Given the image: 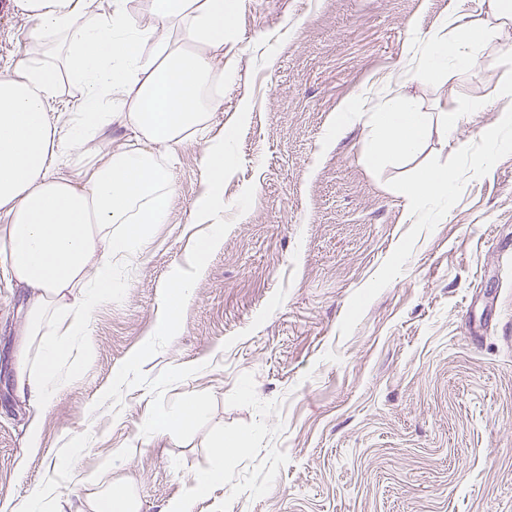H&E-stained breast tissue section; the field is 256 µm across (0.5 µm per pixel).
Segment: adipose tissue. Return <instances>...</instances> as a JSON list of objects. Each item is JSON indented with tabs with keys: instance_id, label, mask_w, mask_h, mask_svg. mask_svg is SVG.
I'll list each match as a JSON object with an SVG mask.
<instances>
[{
	"instance_id": "adipose-tissue-1",
	"label": "adipose tissue",
	"mask_w": 512,
	"mask_h": 512,
	"mask_svg": "<svg viewBox=\"0 0 512 512\" xmlns=\"http://www.w3.org/2000/svg\"><path fill=\"white\" fill-rule=\"evenodd\" d=\"M231 0H148L149 24L130 22L126 0H109L95 18L85 0H16L35 23L22 58L0 70V271L24 295L27 337L12 351L13 394L36 412L75 374L65 362L89 349L95 311L124 288L114 278L117 262L138 260L150 243V227L166 223L174 182L158 155H172L193 133L205 135L207 189L196 204L208 236L192 254L193 274L175 271L163 296L161 318L175 325L187 307L194 275L224 239L218 215L225 173L234 163L223 138L210 137L223 105L224 73L214 56L224 50L232 22ZM489 11L497 27L512 24L505 0H471ZM497 27L474 28L461 14L444 17L422 40L409 82L431 79L448 68L486 70V42ZM81 88L67 129L48 112L62 78ZM130 89L125 111L107 106ZM126 132L98 166L56 175L64 159L82 158L109 124ZM374 140L367 154L379 164L413 154L428 121L398 95L373 116ZM127 491L108 492L105 502L73 505L54 489L35 490L28 512H133Z\"/></svg>"
}]
</instances>
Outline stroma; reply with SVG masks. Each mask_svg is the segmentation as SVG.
I'll return each instance as SVG.
<instances>
[{
  "mask_svg": "<svg viewBox=\"0 0 512 512\" xmlns=\"http://www.w3.org/2000/svg\"><path fill=\"white\" fill-rule=\"evenodd\" d=\"M486 14L467 0H238L224 35V104L213 135L229 134L224 241L198 275L174 338L147 359L155 379L197 366L166 400L208 392L212 424L258 420L226 399L253 374L260 400L280 402L261 456L284 451L263 497L229 486L192 512H512V130L497 85L512 81V26L486 47L488 74L458 69L412 86L438 123L479 99L457 139L429 130L411 157L367 159L378 103L394 95L409 48L444 14ZM34 23L0 0V67L16 63ZM362 100L343 132L336 116ZM504 142L486 161L487 135ZM175 192L167 223L151 227L128 286L92 316L91 355L41 417L0 386V512H21L51 486L87 500L105 485L135 492L139 512H162L207 467L205 432L143 435L148 387L99 405L120 365L156 331L162 295L207 233L193 205L205 188L202 139L168 161ZM447 169L451 204L417 214L407 188ZM20 295L0 278V348L21 342ZM39 436L31 438V421ZM81 449L71 460L69 449Z\"/></svg>",
  "mask_w": 512,
  "mask_h": 512,
  "instance_id": "stroma-1",
  "label": "stroma"
}]
</instances>
